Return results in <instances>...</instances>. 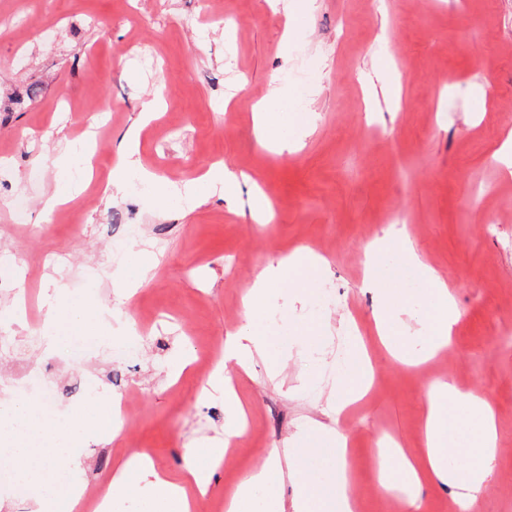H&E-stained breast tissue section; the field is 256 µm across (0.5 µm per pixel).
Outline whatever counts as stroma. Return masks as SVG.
Returning a JSON list of instances; mask_svg holds the SVG:
<instances>
[{
    "mask_svg": "<svg viewBox=\"0 0 512 512\" xmlns=\"http://www.w3.org/2000/svg\"><path fill=\"white\" fill-rule=\"evenodd\" d=\"M268 0H0V398L16 364L58 360L73 386L67 408L127 388L134 419L112 444L86 450L84 480L106 476L110 447L134 445L177 480L224 433V399L201 398L205 376L172 379L178 353L221 358L243 322L257 274L297 247L330 263L317 350L299 340L309 296L287 282L294 337L277 375L265 362L233 371L249 426L224 457L219 501L270 448L320 418L357 325L376 370L371 395L339 420L357 512H397L404 488L383 491L380 447L424 445L427 383L444 378L487 399L498 428L495 465L473 512H512V177L494 153L512 134V0H312L284 38ZM297 114L313 113L294 152L259 144L254 105L273 86ZM161 111L139 155L158 180L183 184L218 159L240 174L231 201L195 206L155 193L105 202L125 132L144 102ZM88 137L90 184L42 209L67 142ZM261 188L275 218L254 223ZM406 212L408 244L447 285L459 313L450 347L414 368L376 334L365 283L370 245L389 235L381 212ZM149 251L148 282L125 301L130 249ZM90 298L106 320L141 332L131 359L98 350L62 361L39 334L56 289Z\"/></svg>",
    "mask_w": 512,
    "mask_h": 512,
    "instance_id": "stroma-1",
    "label": "stroma"
}]
</instances>
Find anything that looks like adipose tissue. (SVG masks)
I'll use <instances>...</instances> for the list:
<instances>
[{"mask_svg":"<svg viewBox=\"0 0 512 512\" xmlns=\"http://www.w3.org/2000/svg\"><path fill=\"white\" fill-rule=\"evenodd\" d=\"M257 134L261 142L278 153L295 149L308 119L294 116L288 97L273 87L268 103L256 109ZM139 131L130 129L118 150L119 161L106 184L105 198L123 193L129 172H137L147 182L155 176L141 168L136 153ZM398 275L413 278L424 287L421 314H414L410 295H394L390 280L368 261L365 283L375 303V322L391 352L401 363L413 364L415 356L408 344V318H415L418 332L434 351L451 344L458 312L447 288L439 282L408 248H399ZM329 273L327 260L300 249L282 256L255 278L251 293L243 302L244 321L224 342V360L242 371H250L256 360L278 366L283 345L266 322L267 311L279 308L281 285L294 280L300 290L323 282ZM44 325L50 346H57L68 330H78L102 343L125 339L124 326H112L90 300L56 291L48 304ZM374 373L365 350L354 347L344 372L338 377L327 405L330 425H315L286 438L272 449L266 460L252 468L224 498L225 512H356L351 478L346 467L347 439L336 428L343 410L366 393ZM224 443L205 451L206 466L190 465L182 480L173 481L158 473L153 463L134 454L119 463L107 485L101 505L105 512H123L126 502L138 500L140 512H193L196 497L206 495L224 461L229 445L248 426L247 411L231 376H224ZM36 409L21 394L0 400V451L5 452L8 484L28 487L37 512H74L82 500L84 486L79 479L83 450L91 444L121 434L124 421L111 410L107 399L86 403L62 419L51 431L42 430L35 419ZM497 427L491 405L481 396L458 390L452 384L433 380L425 389L424 446L416 453L397 448L379 478L381 485L397 481L407 489L404 512H423V483L438 481L452 489L457 506L469 508L483 488L496 461ZM68 462L69 483H60L54 458ZM297 477L298 491L285 502L281 485L284 473Z\"/></svg>","mask_w":512,"mask_h":512,"instance_id":"ef3b65f1","label":"adipose tissue"}]
</instances>
